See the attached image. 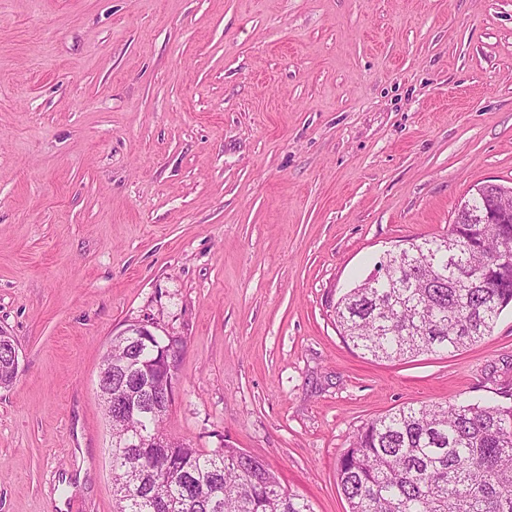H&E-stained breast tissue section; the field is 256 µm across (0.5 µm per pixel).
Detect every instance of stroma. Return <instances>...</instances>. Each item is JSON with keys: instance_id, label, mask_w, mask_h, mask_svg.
<instances>
[{"instance_id": "obj_1", "label": "stroma", "mask_w": 512, "mask_h": 512, "mask_svg": "<svg viewBox=\"0 0 512 512\" xmlns=\"http://www.w3.org/2000/svg\"><path fill=\"white\" fill-rule=\"evenodd\" d=\"M512 186V0H0V512H113L98 374L176 339L168 432L313 512L368 420L512 390V309L452 357H362L339 299ZM8 345L10 346V359L12 360L15 369H18V352L16 346L13 340L11 342L10 336L2 335V332L0 331V386H8L9 384H11L17 374V372H15V369L12 367L11 360L4 356V349Z\"/></svg>"}]
</instances>
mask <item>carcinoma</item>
<instances>
[{
	"instance_id": "carcinoma-1",
	"label": "carcinoma",
	"mask_w": 512,
	"mask_h": 512,
	"mask_svg": "<svg viewBox=\"0 0 512 512\" xmlns=\"http://www.w3.org/2000/svg\"><path fill=\"white\" fill-rule=\"evenodd\" d=\"M477 187L448 233L412 238L336 305V327L363 355L448 356L491 335L512 305L496 259L512 224H470L488 200ZM0 334V386L16 377ZM165 341L112 337V380L141 395ZM112 436L114 512H313L269 465L230 445L206 450L168 434L156 412L102 403ZM154 440L166 443L153 448ZM349 512H512V402L403 406L367 421L337 465Z\"/></svg>"
}]
</instances>
